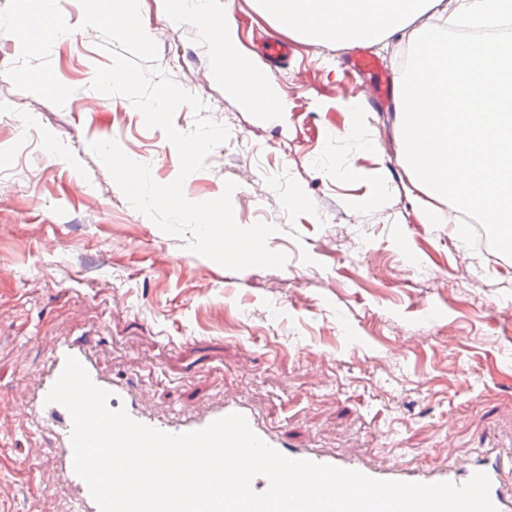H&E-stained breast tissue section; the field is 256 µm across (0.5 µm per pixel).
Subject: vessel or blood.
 Wrapping results in <instances>:
<instances>
[{
	"label": "vessel or blood",
	"mask_w": 512,
	"mask_h": 512,
	"mask_svg": "<svg viewBox=\"0 0 512 512\" xmlns=\"http://www.w3.org/2000/svg\"><path fill=\"white\" fill-rule=\"evenodd\" d=\"M352 69L360 74H370L375 78V92L384 95L386 91L384 73L377 59L366 53L356 54L351 60ZM236 85L247 106L261 113L266 119L277 116V102L266 81L255 77L246 68H239ZM76 357L86 368L91 380L97 386L109 391L110 408L125 409L137 422L155 429L182 433L204 428L216 419L232 413L245 416L251 429L269 446L283 455L316 463L331 464L343 469L355 470L369 477L382 480L406 482H451L457 485L466 483L475 473H486L490 479V497L498 512H512V458L505 460L494 451H486L475 459L456 462L440 469L420 466L381 467L361 459L353 458L336 451L318 448H293L280 434L271 432L258 419L248 406L221 398L211 401L207 410L201 413L182 415H155L146 412L140 405L137 395L126 382L104 377L84 345L75 339L60 343L53 353L47 370L32 396L29 407V422L36 430L51 427L55 453L61 463V472L65 484L64 493L69 499V512H100L98 505L90 495L85 481L73 469L71 445L72 418L68 410L58 403L47 402L46 396L62 373L67 357Z\"/></svg>",
	"instance_id": "vessel-or-blood-1"
}]
</instances>
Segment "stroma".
<instances>
[{
	"instance_id": "35a3bbf8",
	"label": "stroma",
	"mask_w": 512,
	"mask_h": 512,
	"mask_svg": "<svg viewBox=\"0 0 512 512\" xmlns=\"http://www.w3.org/2000/svg\"><path fill=\"white\" fill-rule=\"evenodd\" d=\"M139 7L160 66L230 130L189 176L187 199L234 181L237 224L276 225L268 245L288 260L231 271L131 208L90 142L117 141L162 184L179 173L175 148L127 98L93 89L110 57L78 0L64 2L70 37L48 48L24 31L43 0H0V512H68L51 437L27 416L67 337L151 412L228 396L293 447L384 466L437 469L512 448V258L426 223L448 206L419 192L402 160L393 92L432 14L368 45L388 88L372 106L370 76L348 73L357 46L284 33L288 59L271 63L262 38L277 32L257 0H201L193 23L177 0ZM220 23L271 81L278 124L208 70ZM350 101L374 148L345 138Z\"/></svg>"
}]
</instances>
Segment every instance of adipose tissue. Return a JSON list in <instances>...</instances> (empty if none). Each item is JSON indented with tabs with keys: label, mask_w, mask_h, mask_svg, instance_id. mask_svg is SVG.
Wrapping results in <instances>:
<instances>
[{
	"label": "adipose tissue",
	"mask_w": 512,
	"mask_h": 512,
	"mask_svg": "<svg viewBox=\"0 0 512 512\" xmlns=\"http://www.w3.org/2000/svg\"><path fill=\"white\" fill-rule=\"evenodd\" d=\"M281 31L301 33L321 43L376 42L403 31L414 18L453 11L478 25L512 18V0H259Z\"/></svg>",
	"instance_id": "obj_1"
}]
</instances>
